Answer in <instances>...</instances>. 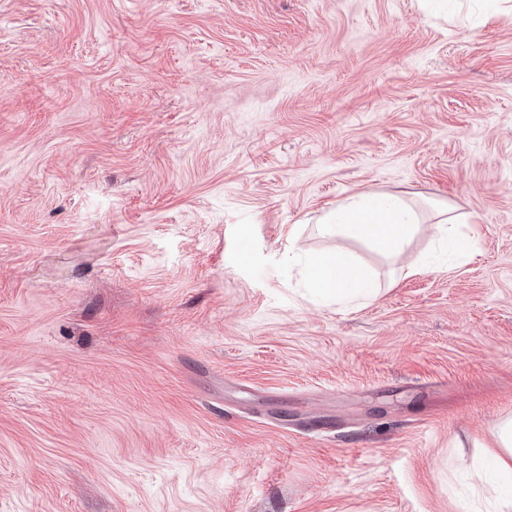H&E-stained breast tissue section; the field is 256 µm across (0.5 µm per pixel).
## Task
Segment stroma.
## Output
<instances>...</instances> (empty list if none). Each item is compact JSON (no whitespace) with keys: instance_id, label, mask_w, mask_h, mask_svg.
<instances>
[{"instance_id":"obj_1","label":"stroma","mask_w":512,"mask_h":512,"mask_svg":"<svg viewBox=\"0 0 512 512\" xmlns=\"http://www.w3.org/2000/svg\"><path fill=\"white\" fill-rule=\"evenodd\" d=\"M367 191L403 256L317 232ZM508 417L507 0H0V512H478ZM442 217L435 222V235L443 242L448 243V250H452L458 257L467 256L474 243L468 240L459 230L457 224H466L460 214H455L451 208L440 209ZM306 277L318 293L336 304L349 305L376 296L372 274L340 246L312 256Z\"/></svg>"}]
</instances>
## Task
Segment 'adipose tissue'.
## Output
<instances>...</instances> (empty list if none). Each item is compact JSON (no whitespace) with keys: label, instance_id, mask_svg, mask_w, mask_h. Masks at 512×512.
Instances as JSON below:
<instances>
[{"label":"adipose tissue","instance_id":"ef3b65f1","mask_svg":"<svg viewBox=\"0 0 512 512\" xmlns=\"http://www.w3.org/2000/svg\"><path fill=\"white\" fill-rule=\"evenodd\" d=\"M421 220L399 194L361 193L347 197L320 221L323 234L336 239H357L383 252L402 254L420 228ZM306 277L318 293L342 305L364 301L377 294L368 269L343 248L312 256Z\"/></svg>","mask_w":512,"mask_h":512}]
</instances>
